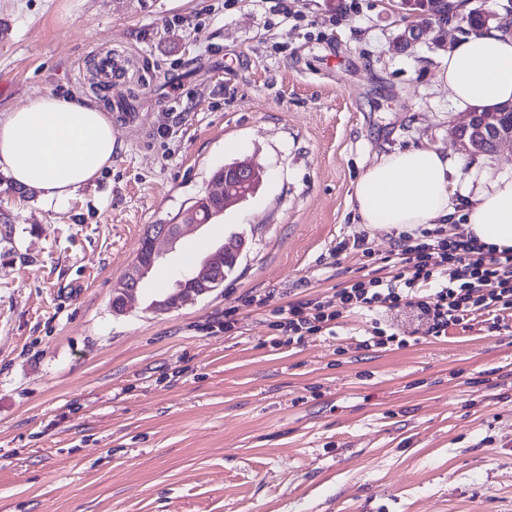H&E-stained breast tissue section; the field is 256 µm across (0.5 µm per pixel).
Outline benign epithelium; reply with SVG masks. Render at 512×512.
Masks as SVG:
<instances>
[{
  "mask_svg": "<svg viewBox=\"0 0 512 512\" xmlns=\"http://www.w3.org/2000/svg\"><path fill=\"white\" fill-rule=\"evenodd\" d=\"M415 2L406 4L411 9V14L417 18L416 23L405 27L395 39L394 44L398 49H405L417 42L422 33L432 31L435 33L433 42L439 46H447L445 32L448 23L444 20L432 23H423L422 12L414 9ZM451 134L462 150L473 152L481 147L488 152L494 151L502 141H512V105L497 109H473L466 113L465 118L456 123ZM235 169L237 177L224 175L221 180L214 181V192L219 195L235 194L241 192L251 182L250 171L247 165L224 166V170ZM200 224L190 219H182L179 223L164 226L150 236L147 255L136 257L126 278L115 289L125 302V305L113 309L117 314H123L138 300V286L149 275L155 266L159 253L155 243L159 239H166L171 243L186 236ZM220 271L215 267L214 255L205 257L198 265L190 268L182 279L178 280L175 287L164 294L163 299L156 302L154 309L160 312L170 310L172 302H178L182 306L192 303L208 293L206 287L218 282Z\"/></svg>",
  "mask_w": 512,
  "mask_h": 512,
  "instance_id": "obj_1",
  "label": "benign epithelium"
}]
</instances>
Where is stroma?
<instances>
[{"label":"stroma","mask_w":512,"mask_h":512,"mask_svg":"<svg viewBox=\"0 0 512 512\" xmlns=\"http://www.w3.org/2000/svg\"><path fill=\"white\" fill-rule=\"evenodd\" d=\"M401 0H0V113L90 93L95 54L133 66L100 94L116 149L59 205L0 179V512H512V311L360 348L368 317L274 344L275 312L337 301L398 231L361 224L355 185L428 142L462 191L512 177V143L462 151L431 36L399 51ZM143 115L123 128L115 103ZM258 191L175 244L118 315L148 225L175 224L225 164ZM237 234L220 288L165 313L191 261ZM238 323L224 332L226 310Z\"/></svg>","instance_id":"stroma-1"}]
</instances>
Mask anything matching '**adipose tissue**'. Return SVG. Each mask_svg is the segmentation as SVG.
Here are the masks:
<instances>
[{"instance_id": "1", "label": "adipose tissue", "mask_w": 512, "mask_h": 512, "mask_svg": "<svg viewBox=\"0 0 512 512\" xmlns=\"http://www.w3.org/2000/svg\"><path fill=\"white\" fill-rule=\"evenodd\" d=\"M455 111L512 101V33L473 28L449 45L437 68ZM112 118L87 98L39 94L0 114V170L49 202L69 199L112 164ZM455 165L430 143L394 148L359 178L354 192L361 223L403 230L461 223L466 236L512 251V179L491 177L456 197Z\"/></svg>"}]
</instances>
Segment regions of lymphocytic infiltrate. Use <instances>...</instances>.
I'll return each mask as SVG.
<instances>
[{
  "label": "lymphocytic infiltrate",
  "instance_id": "1",
  "mask_svg": "<svg viewBox=\"0 0 512 512\" xmlns=\"http://www.w3.org/2000/svg\"><path fill=\"white\" fill-rule=\"evenodd\" d=\"M336 251L359 255L369 268L362 279L340 291L348 308L376 316L411 308L426 335L444 336L449 327L466 324L473 316L512 310V252L467 237H445L441 225L400 235L395 250L381 258L363 236L339 241ZM439 263L448 268L444 284L434 279ZM338 317L330 303L308 301L289 305L273 328L298 342L329 329Z\"/></svg>",
  "mask_w": 512,
  "mask_h": 512
}]
</instances>
